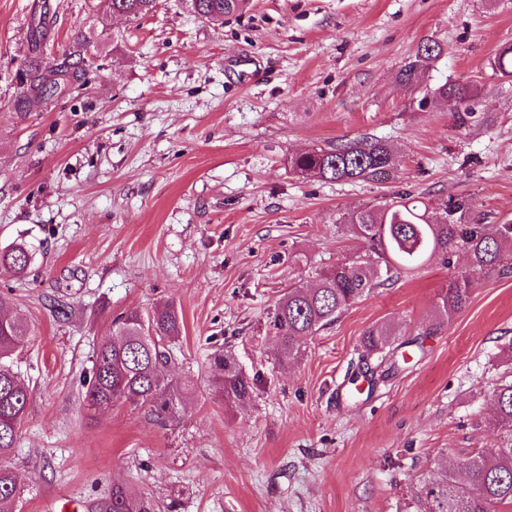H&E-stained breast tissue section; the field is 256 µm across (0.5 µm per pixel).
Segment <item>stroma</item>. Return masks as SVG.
I'll return each mask as SVG.
<instances>
[{"label":"stroma","instance_id":"obj_1","mask_svg":"<svg viewBox=\"0 0 512 512\" xmlns=\"http://www.w3.org/2000/svg\"><path fill=\"white\" fill-rule=\"evenodd\" d=\"M50 29L30 40L34 17ZM76 75L17 112L24 63L48 70L75 37ZM441 48L417 83L399 73ZM512 45V0H248L214 24L184 0L130 22L108 0H0V249H35L23 277L0 269V309L31 334L15 360L30 391L11 462L17 512H99L112 484L161 512H416L442 465L498 447L492 393L512 379V275H481L442 319L439 296L467 270L435 256L373 290L279 356L272 317L297 282L361 252L344 217L401 193L464 196L470 218L512 223V78L490 62ZM472 92L459 128L443 83ZM395 165L352 182L302 179L292 154L358 137ZM177 306L172 378L181 416L82 401L112 322ZM389 324L406 363L348 392L361 337ZM232 352L251 401L225 407L208 358ZM437 48V49H436ZM439 55V50L437 44L431 45L426 43L421 47L414 58L409 60L400 73V81L405 85H412L415 78L418 75L419 70L422 69L424 64Z\"/></svg>","mask_w":512,"mask_h":512}]
</instances>
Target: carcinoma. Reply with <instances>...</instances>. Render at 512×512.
I'll list each match as a JSON object with an SVG mask.
<instances>
[{
    "label": "carcinoma",
    "mask_w": 512,
    "mask_h": 512,
    "mask_svg": "<svg viewBox=\"0 0 512 512\" xmlns=\"http://www.w3.org/2000/svg\"><path fill=\"white\" fill-rule=\"evenodd\" d=\"M156 0H110L112 12L137 21L152 12ZM243 0H185L198 17L218 21L235 13ZM437 45H423L400 73V81L413 84L424 64L437 57ZM495 74L512 77V45L491 61ZM22 90L15 107L24 111L28 94L53 97L57 80L45 76L39 58H30L22 72ZM434 96L465 103L468 88L445 83ZM395 161L380 140L352 139L318 147L288 159L294 174L303 179L345 182L370 179L390 169ZM471 203L465 197H448L437 205L408 193L382 204L359 208L344 218L349 231L367 253L348 262H338L308 287L295 283L276 305L273 330L279 353L295 358L303 339L332 324L379 283L388 282L439 254L462 249L469 271L448 279L438 308L449 320L469 302L474 276L496 272L512 274V254L504 245L512 242V224H481L469 220ZM33 259L32 246L20 242L0 251V267L21 276ZM183 317L172 304L146 313L131 311L112 323V336L96 348L90 374L83 380L87 406L106 410L117 403L146 407L161 419L174 420L183 409L184 392L168 371L172 357L168 343L181 335ZM30 336L23 320L7 316L0 320V512H16L21 487L11 466L13 448L29 402V392L13 368V359ZM387 326L369 328L362 339L363 354H379L391 345ZM218 372L216 388L227 406H240L252 397L253 385L235 357L213 354ZM497 425L512 433V383L494 390ZM416 498L423 512H494L500 505L512 506V437L498 448L474 451L459 462L444 466L435 479L423 485ZM99 512H157L154 500L121 485L112 486L99 505Z\"/></svg>",
    "instance_id": "obj_1"
}]
</instances>
